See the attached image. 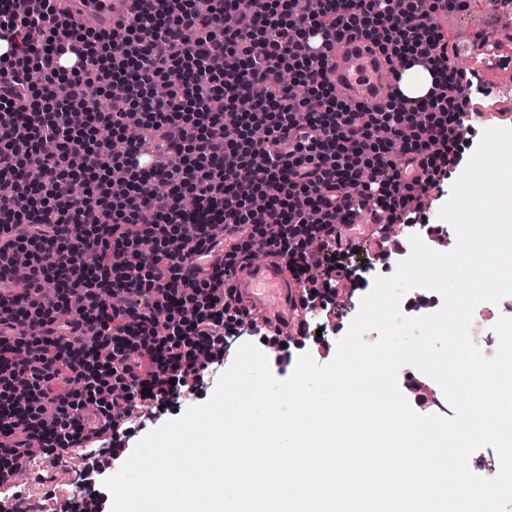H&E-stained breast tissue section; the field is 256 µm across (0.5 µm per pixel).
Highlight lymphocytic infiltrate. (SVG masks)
<instances>
[{
    "label": "lymphocytic infiltrate",
    "instance_id": "obj_1",
    "mask_svg": "<svg viewBox=\"0 0 512 512\" xmlns=\"http://www.w3.org/2000/svg\"><path fill=\"white\" fill-rule=\"evenodd\" d=\"M55 2L0 0V474L33 441H120L146 402L202 385L225 329L258 328L225 294L255 249L326 267L331 300L352 196L417 223L471 102L436 22L469 0H157L119 41ZM347 35L428 71L430 93L348 106L327 54Z\"/></svg>",
    "mask_w": 512,
    "mask_h": 512
}]
</instances>
